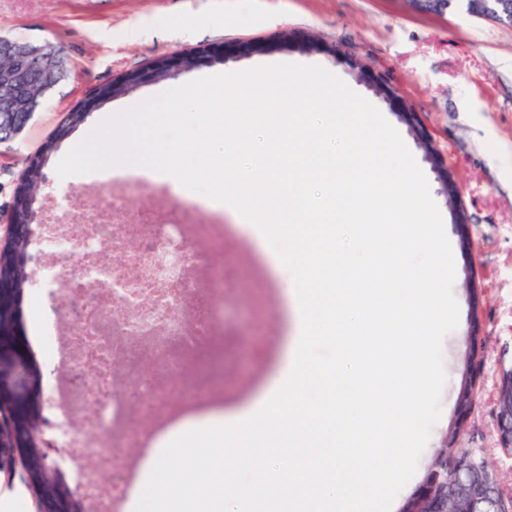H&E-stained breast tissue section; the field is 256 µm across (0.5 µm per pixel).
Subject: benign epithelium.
<instances>
[{
  "instance_id": "7a95c632",
  "label": "benign epithelium",
  "mask_w": 512,
  "mask_h": 512,
  "mask_svg": "<svg viewBox=\"0 0 512 512\" xmlns=\"http://www.w3.org/2000/svg\"><path fill=\"white\" fill-rule=\"evenodd\" d=\"M458 3L465 4L472 15L512 26V0H441L438 14L448 13ZM260 51V46L243 41L229 50L200 48L191 53L175 52L160 56L155 59V64L137 72V82L133 83V87L206 66L217 55L226 61L240 60ZM350 68L375 94L390 103L397 101L398 91L384 74L368 69L356 59L350 61ZM67 71V60L47 53L43 46L0 36V144L22 135L43 100L65 80ZM399 116L417 136L418 143L424 148L425 159L437 175L444 192H451L454 176L443 156L435 150L430 136L421 128L416 113L407 108L399 112ZM22 195L36 198V190L23 177L13 191L8 224L4 236L0 238V248L17 239L23 243L22 249L15 254V262L24 271V282L15 287L13 283L0 279V315L9 313L8 319H0V335L19 334L23 294L34 282L35 267L41 263V257L31 252V245L37 236L36 225L32 224L30 217L23 218L16 214V199ZM506 371L507 380L500 379L496 383V387L506 388L497 405V427L500 443L512 446V365ZM0 447L20 449L9 467L0 468V485L11 488L19 479L25 483L34 502L41 503L50 493V488L39 480L40 473L46 468L48 453L67 452V449L58 446L55 426L44 416L42 407L35 408L31 414L15 403L9 404L6 410L0 408ZM447 483V478L438 477L431 489L420 493L421 504L407 512H489L483 508L490 497L485 474L469 475L468 489L462 497L447 495Z\"/></svg>"
}]
</instances>
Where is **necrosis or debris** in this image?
<instances>
[{
  "instance_id": "obj_1",
  "label": "necrosis or debris",
  "mask_w": 512,
  "mask_h": 512,
  "mask_svg": "<svg viewBox=\"0 0 512 512\" xmlns=\"http://www.w3.org/2000/svg\"><path fill=\"white\" fill-rule=\"evenodd\" d=\"M143 182L103 187L91 208L65 211L47 225L44 239L64 242L38 279L42 297L75 311L77 332L59 320L46 322L42 338L59 380L46 401L50 420L71 454L66 462L81 486L85 512H126V485L102 475L122 468L136 480V461L116 455L119 441L146 447L150 437L206 405L224 354V281L197 290L193 278L210 265L209 248L224 236L220 224L191 221L199 204L183 197L162 207L135 209L129 190ZM138 238L142 250L128 253L127 269L102 264L103 248L121 249ZM123 374L149 416L147 431L131 433V406L114 387Z\"/></svg>"
}]
</instances>
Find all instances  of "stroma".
Instances as JSON below:
<instances>
[{
  "label": "stroma",
  "instance_id": "1",
  "mask_svg": "<svg viewBox=\"0 0 512 512\" xmlns=\"http://www.w3.org/2000/svg\"><path fill=\"white\" fill-rule=\"evenodd\" d=\"M292 32L336 47L337 56L281 49ZM35 44L52 43L70 64L67 81L36 112L15 141L0 144V218L29 158L80 101L117 74L144 67L154 58L242 40L264 44V52L187 71L144 85L91 112L82 127L61 142L45 169L39 193V223L55 216L60 198L70 209L87 208L96 184L86 176L60 178L55 163L97 126L104 113H117L188 81L222 71L294 61L319 65L337 75L373 104L399 132L425 174L441 212L455 261L453 295L459 323L443 342L447 381L433 427L421 455L428 462L443 432L457 418L455 388L471 343L472 315L481 321L477 344L481 388L469 410L458 445L482 449L512 492V457L498 447L495 387L502 364L512 362V27L452 10L442 16L414 11L406 0H0V36ZM383 72L427 127L454 172L459 194L449 203L435 173L393 107L352 74L349 57ZM465 214L470 250L459 246L455 210ZM196 222L224 227V268L234 281L224 292V322L236 333L234 362L224 367V386L213 395L216 408L232 412L248 403L275 375L294 333L287 309V277L276 276L237 230L229 212L199 209ZM475 270L482 290L479 310L467 298L465 274ZM16 358L30 373L0 382L5 396H47L56 373L47 368L28 324L11 340ZM53 494L34 508L23 484L0 491V512H80L82 505L66 470L41 474Z\"/></svg>",
  "mask_w": 512,
  "mask_h": 512
}]
</instances>
